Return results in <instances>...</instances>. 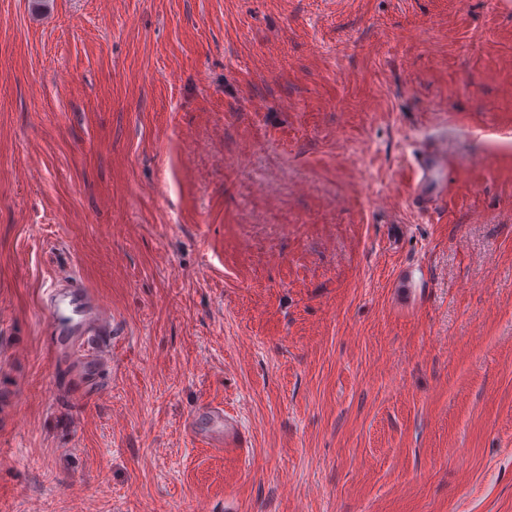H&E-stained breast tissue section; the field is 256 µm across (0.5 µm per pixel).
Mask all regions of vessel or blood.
Returning a JSON list of instances; mask_svg holds the SVG:
<instances>
[{"label":"vessel or blood","instance_id":"1","mask_svg":"<svg viewBox=\"0 0 512 512\" xmlns=\"http://www.w3.org/2000/svg\"><path fill=\"white\" fill-rule=\"evenodd\" d=\"M448 157L432 151L417 159L412 194L428 203L446 193ZM50 311L71 309L69 320L53 322L47 333L45 348L50 359L68 362L73 368L72 389L89 398L108 364L107 343L115 332V320L98 297L81 279H61L51 289L46 302ZM189 433L205 438L210 447L243 449L247 438L237 421L220 406H204L187 422Z\"/></svg>","mask_w":512,"mask_h":512}]
</instances>
